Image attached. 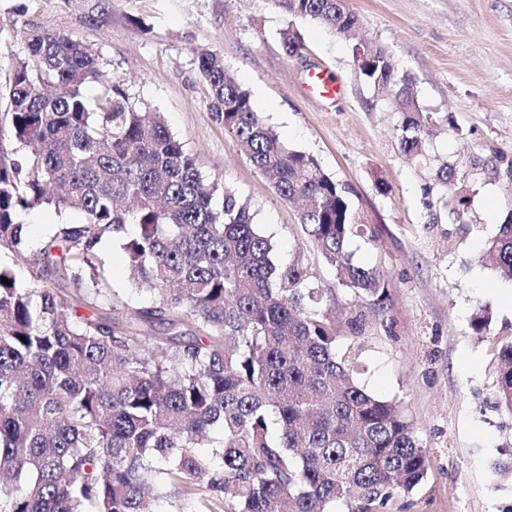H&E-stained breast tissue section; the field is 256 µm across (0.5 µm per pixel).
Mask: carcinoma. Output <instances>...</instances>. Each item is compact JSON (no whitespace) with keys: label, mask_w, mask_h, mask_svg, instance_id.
I'll list each match as a JSON object with an SVG mask.
<instances>
[{"label":"carcinoma","mask_w":512,"mask_h":512,"mask_svg":"<svg viewBox=\"0 0 512 512\" xmlns=\"http://www.w3.org/2000/svg\"><path fill=\"white\" fill-rule=\"evenodd\" d=\"M273 2L338 34L358 22L346 0ZM19 32L26 54L0 89L19 145L0 154V253L23 255L27 210L83 220L43 242L33 286L0 265V512H157L161 499L174 512H408L429 461L396 403L357 381L365 310L385 314L391 285L347 251L355 237L376 241L349 188L281 142L223 56L197 54L213 118L281 199L303 202L307 245L360 302L338 317L309 263L275 265L236 191L204 175L161 117L115 83L85 95L98 50L29 22ZM281 42L303 53L292 31ZM352 54L367 83L394 91L402 153L427 159L429 116L409 78L370 40ZM457 185L440 164L424 204L439 190L465 213ZM110 237L149 302H125L110 321L80 317L110 289ZM484 252L512 280V212ZM495 395L512 416V341Z\"/></svg>","instance_id":"cac0c4a2"}]
</instances>
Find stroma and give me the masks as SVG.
I'll return each mask as SVG.
<instances>
[{"instance_id":"obj_1","label":"stroma","mask_w":512,"mask_h":512,"mask_svg":"<svg viewBox=\"0 0 512 512\" xmlns=\"http://www.w3.org/2000/svg\"><path fill=\"white\" fill-rule=\"evenodd\" d=\"M359 36L384 48L413 83L430 115L429 165L407 160L397 134L394 99L360 76L350 41L319 24L289 16L273 0H0V84L25 44L14 24L29 20L63 31L99 50L106 79L136 107L161 114L203 172L232 187L258 229L271 236L272 259H308L318 285L338 309L354 296L336 273L306 249L298 208L240 152L209 110L197 69L198 50L224 57L255 110L288 148L312 154L333 179L348 185L364 221L378 225L376 243L353 239L356 262L381 268L392 295L385 316H367L368 366L360 381L397 402L414 424L430 462L413 491L410 512H512V481L494 465L512 443V417L494 406L497 344L512 340V308L501 279L483 258V244L512 211V0H348ZM305 45L288 57L280 33ZM325 67L343 86L333 103L304 91L308 72ZM454 165L468 192L464 218L443 203L424 205L430 165ZM75 212L27 211L24 259L4 255L18 284L32 281L30 256L57 224ZM111 290L95 301L100 316L136 301L118 241L103 244ZM488 308L484 335L470 319ZM391 320L384 330L383 320Z\"/></svg>"}]
</instances>
